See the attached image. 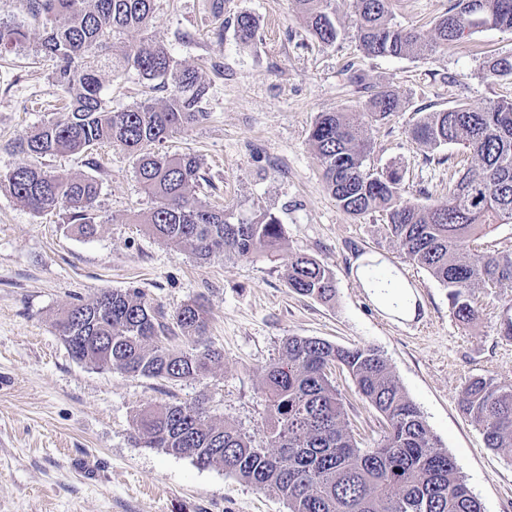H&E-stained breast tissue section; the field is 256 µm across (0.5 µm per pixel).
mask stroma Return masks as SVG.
Returning a JSON list of instances; mask_svg holds the SVG:
<instances>
[{"label": "stroma", "instance_id": "stroma-1", "mask_svg": "<svg viewBox=\"0 0 512 512\" xmlns=\"http://www.w3.org/2000/svg\"><path fill=\"white\" fill-rule=\"evenodd\" d=\"M450 4L393 0L394 21L429 36ZM242 13L259 23L248 44L236 36ZM336 19L341 34L324 45L289 0H155L147 29L123 30L110 41L116 62L148 37L199 68L209 85L207 117L171 134L163 151L199 158L207 179L197 191L202 200L232 206L240 218L266 211L284 226L276 258L200 261L149 233L143 218L154 201L128 151L104 144L40 157L17 148L69 94L53 78L55 61L39 51L42 24L20 12L17 0H0V23L26 31L19 48L0 54V175L35 166L94 176L102 218L94 236L81 237L61 211L33 213L0 188V512H288L274 491L147 447L134 426L142 409L199 403L210 422L235 425L262 442L264 374L288 336L378 348L482 512H512V460L486 448L480 426L458 405L474 376L512 380V340L499 334V290H477L478 319L459 322L447 289L386 236L384 215L355 217L337 205L309 141L320 113L362 117L374 90L391 89L400 107L390 123L371 129L367 169L398 170L405 197L421 205L447 195L474 159L454 145L428 148L409 131L429 112L511 99L512 78H487L483 66L488 57L512 53V32L483 28L430 56L368 57L356 39L353 0H336ZM101 81L115 110L169 95L165 88L147 91L132 71L105 70ZM294 252L334 273L333 300L289 288L285 271ZM369 261L410 292L416 310L399 315L377 299L364 273ZM126 288L140 289L168 313L202 299L221 361L197 379L167 382L74 360L57 318L72 303ZM332 380L355 438L371 446L384 427L381 415L347 372L333 370Z\"/></svg>", "mask_w": 512, "mask_h": 512}]
</instances>
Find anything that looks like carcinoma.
I'll list each match as a JSON object with an SVG mask.
<instances>
[{
	"instance_id": "obj_1",
	"label": "carcinoma",
	"mask_w": 512,
	"mask_h": 512,
	"mask_svg": "<svg viewBox=\"0 0 512 512\" xmlns=\"http://www.w3.org/2000/svg\"><path fill=\"white\" fill-rule=\"evenodd\" d=\"M44 28L41 52L56 61V81L71 95L69 110L26 135L21 146L45 156L78 153L109 143L138 156L136 176L156 206L143 223L164 243L198 258L215 255L272 259L284 239L271 213L232 221L227 210L199 200L194 187L201 163L191 154L156 150L175 131L206 119L201 103L209 87L197 69L174 60L151 39L127 46L123 66L144 80L170 84L162 102L145 98L112 111L102 98L100 73L112 67L103 54L112 33L147 27L154 0H18ZM310 34L331 45L340 36L335 0H290ZM454 0L427 38L393 22L391 0H355L357 37L368 56L432 55L484 27L512 31V0ZM240 42L254 40L258 23L236 18ZM18 26L0 25V49L25 40ZM488 78L512 76V54L485 63ZM389 89L369 97L368 120L347 112H323L310 131L326 186L345 212H380L388 237L408 261L448 290L453 314L476 319L475 291L512 289V249H491L483 240L512 225V99L473 108L456 105L429 112L410 130L416 141L437 149L461 145L478 161L448 185V195L428 206L401 194L402 176L365 170L372 150L368 128L397 113ZM32 212L59 209L81 235L96 232L99 183L92 176H63L37 167H17L0 178ZM289 288L329 301L333 273L296 252L286 269ZM58 335L80 362L160 380H189L207 373L222 354L205 344L208 315L200 301L166 314L137 288L106 290L71 306L56 321ZM347 370L359 393L383 416L379 442L363 448L345 419L330 378L333 366ZM268 424L264 444L240 428L216 425L196 404H165L137 414L135 429L147 445L191 458L200 467L221 466L258 490H273L288 512H482L448 452L439 447L418 407L406 397L386 359L375 348H343L330 342L287 336L265 371ZM463 413L479 424L485 446L512 458V381L471 378L459 396Z\"/></svg>"
}]
</instances>
